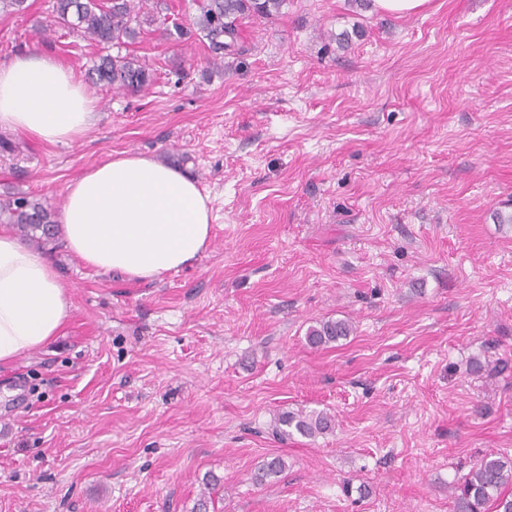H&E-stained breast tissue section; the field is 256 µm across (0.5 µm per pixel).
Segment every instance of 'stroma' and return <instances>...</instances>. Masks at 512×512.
<instances>
[{
    "instance_id": "stroma-1",
    "label": "stroma",
    "mask_w": 512,
    "mask_h": 512,
    "mask_svg": "<svg viewBox=\"0 0 512 512\" xmlns=\"http://www.w3.org/2000/svg\"><path fill=\"white\" fill-rule=\"evenodd\" d=\"M48 2L0 20V64L45 52L84 80L98 48L36 35ZM246 36L220 66L144 36L154 84L89 85L79 142L0 129V199L55 211L140 153L196 179L212 224L151 283L50 250L72 307L0 367V512H195L206 491L207 512H453L478 459L512 458V224L492 219L512 209V0H287ZM328 318L353 334L308 346ZM301 409L334 433L277 436ZM272 454L285 471L256 483ZM430 0H373L379 12L398 17L409 16L422 11Z\"/></svg>"
}]
</instances>
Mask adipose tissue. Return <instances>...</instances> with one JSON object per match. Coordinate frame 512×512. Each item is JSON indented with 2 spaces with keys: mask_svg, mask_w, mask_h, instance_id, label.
Instances as JSON below:
<instances>
[{
  "mask_svg": "<svg viewBox=\"0 0 512 512\" xmlns=\"http://www.w3.org/2000/svg\"><path fill=\"white\" fill-rule=\"evenodd\" d=\"M93 119L86 87L51 55L25 53L0 66V128L71 143ZM57 224L85 265L139 282L187 266L211 242L210 210L195 180L141 154H118L75 178ZM71 306L55 266L0 227V366L57 336Z\"/></svg>",
  "mask_w": 512,
  "mask_h": 512,
  "instance_id": "obj_1",
  "label": "adipose tissue"
}]
</instances>
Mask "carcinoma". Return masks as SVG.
Returning <instances> with one entry per match:
<instances>
[{
	"mask_svg": "<svg viewBox=\"0 0 512 512\" xmlns=\"http://www.w3.org/2000/svg\"><path fill=\"white\" fill-rule=\"evenodd\" d=\"M195 14L189 26L167 24L168 0H52L50 25L92 41L103 54L92 61L87 74L96 84L128 93L147 90L155 81L154 70L131 54L129 47L153 27L167 40L198 36L221 65L224 56L240 51L245 43V21L273 20L281 14L286 0H192ZM116 53L109 52V49ZM0 215L36 248L55 246L53 213L40 200L15 196L0 202ZM353 332L343 319L321 320L307 331L313 347L327 346ZM333 417L324 411L283 412L275 421V434L286 439L293 433L309 439L331 434ZM285 470L280 456L258 466L253 478L263 484ZM512 459L496 453L485 454L461 483L452 487L454 512H512Z\"/></svg>",
	"mask_w": 512,
	"mask_h": 512,
	"instance_id": "obj_1",
	"label": "carcinoma"
}]
</instances>
